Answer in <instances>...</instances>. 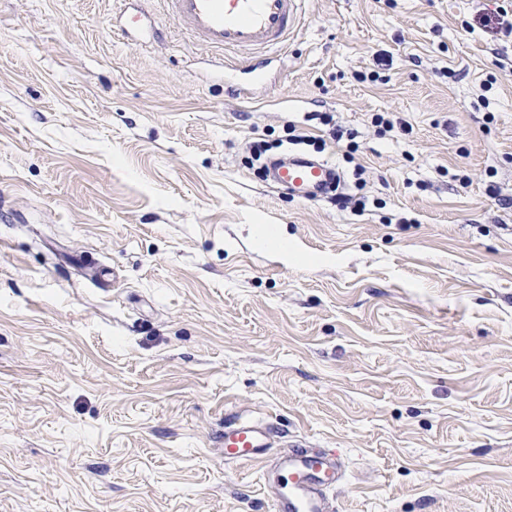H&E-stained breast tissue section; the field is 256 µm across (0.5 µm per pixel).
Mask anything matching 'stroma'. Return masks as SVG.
I'll return each mask as SVG.
<instances>
[{
    "label": "stroma",
    "mask_w": 512,
    "mask_h": 512,
    "mask_svg": "<svg viewBox=\"0 0 512 512\" xmlns=\"http://www.w3.org/2000/svg\"><path fill=\"white\" fill-rule=\"evenodd\" d=\"M121 3L0 0V512H270L241 414L335 512H512V0H305L247 103ZM144 17L141 12L136 13L131 16L126 22L125 26H115L113 25L114 33L117 31L121 36L125 34L137 33L142 36H147L154 40V42H160L164 38V32L161 29H157L152 25L145 26L143 22ZM270 180L289 196L313 202L325 197L327 189L340 181V174L336 167L324 160L291 153L271 162ZM276 446V430L271 420L239 415L224 426V460L264 464L272 512L333 511L328 494L343 478L336 453L310 448L301 440L269 463L268 451ZM281 472L287 475V490L272 494L275 476Z\"/></svg>",
    "instance_id": "35a3bbf8"
}]
</instances>
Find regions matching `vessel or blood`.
Listing matches in <instances>:
<instances>
[{
    "label": "vessel or blood",
    "mask_w": 512,
    "mask_h": 512,
    "mask_svg": "<svg viewBox=\"0 0 512 512\" xmlns=\"http://www.w3.org/2000/svg\"><path fill=\"white\" fill-rule=\"evenodd\" d=\"M176 27L212 50L223 53L224 70L233 75L232 89H239L236 75L260 78L264 53L283 51L297 31L302 0H159ZM121 34L136 33L162 41L163 30L145 25L142 14L131 16ZM270 179L289 196L318 201L340 179L336 167L303 153L273 160ZM276 430L268 419L244 415L224 427V459L228 462L263 463L266 485L278 473H286L287 489L272 494V512H332L329 493L341 481L343 471L333 451L313 448L298 441L276 458Z\"/></svg>",
    "instance_id": "vessel-or-blood-1"
}]
</instances>
